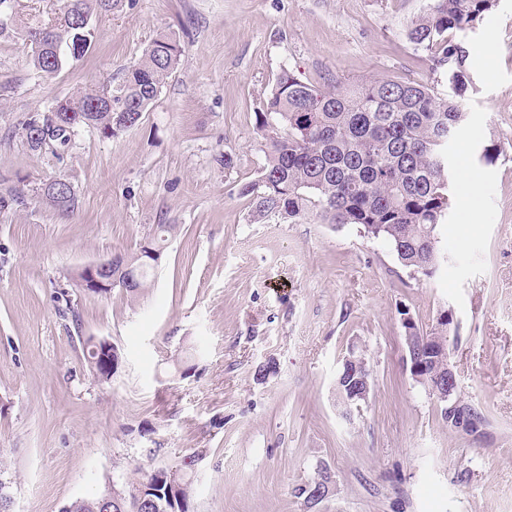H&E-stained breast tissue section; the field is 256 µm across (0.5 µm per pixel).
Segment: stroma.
<instances>
[{
	"mask_svg": "<svg viewBox=\"0 0 512 512\" xmlns=\"http://www.w3.org/2000/svg\"><path fill=\"white\" fill-rule=\"evenodd\" d=\"M426 5L120 0L96 17L91 52L50 77L17 34L0 35V192L61 174L78 198L67 215L0 211V481L17 512H59L187 455L199 458L190 512H512V0L465 39L476 91L450 151L453 207L433 275L354 226L251 221L239 193L265 163L256 114L282 70L318 87L388 77L447 93L407 38ZM163 31L181 62L136 128L26 149L29 116L118 85ZM161 224L174 230L144 297L72 289L74 270L138 252ZM69 303L78 322L63 315ZM445 310L459 388L486 419L479 437L448 430L406 363L402 312L430 333ZM88 336L122 355L109 382L89 369ZM353 349L372 378L348 419L335 382ZM269 359L277 370L258 381ZM320 463L333 492L310 509L294 490Z\"/></svg>",
	"mask_w": 512,
	"mask_h": 512,
	"instance_id": "stroma-1",
	"label": "stroma"
}]
</instances>
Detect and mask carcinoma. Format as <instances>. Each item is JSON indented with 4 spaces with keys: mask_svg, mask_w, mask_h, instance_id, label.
Wrapping results in <instances>:
<instances>
[{
    "mask_svg": "<svg viewBox=\"0 0 512 512\" xmlns=\"http://www.w3.org/2000/svg\"><path fill=\"white\" fill-rule=\"evenodd\" d=\"M119 0H62L60 17L43 25L49 30L41 45L28 44L34 68L57 73L90 50L75 18L92 20ZM495 0H430L409 28L415 47L433 51L432 70L448 78L449 93L435 94L424 82L376 78L362 83L339 81L320 88L284 69L276 78L264 109L256 115V133L265 146V163L257 180L243 184L240 194L252 201L251 216L299 222L314 217L335 227L356 225L364 236L380 239L402 266L432 274L441 259L438 232L445 224L452 196L448 183L450 137L459 133L466 113L462 101L474 90L469 67L467 32L475 28ZM182 49L169 35L157 36L114 89L112 105L102 104L104 88L63 98L57 114L46 110L30 116L21 137L27 149L68 146L79 131L95 130L117 137L135 127L177 69ZM30 201L61 214L75 210L77 195L63 175L45 180L27 195L21 189L0 194V210ZM139 252L113 254L109 287L91 288L84 272L73 277L78 290L98 296L123 288L134 301L151 286L149 262L160 256L163 225ZM101 340H85L86 360L96 377L107 381L121 365L119 349L96 351ZM197 458L189 455L175 468H156L131 478L119 488L80 497L61 512H189L192 475ZM317 484H332L325 466L298 486L307 498Z\"/></svg>",
    "mask_w": 512,
    "mask_h": 512,
    "instance_id": "1",
    "label": "carcinoma"
}]
</instances>
